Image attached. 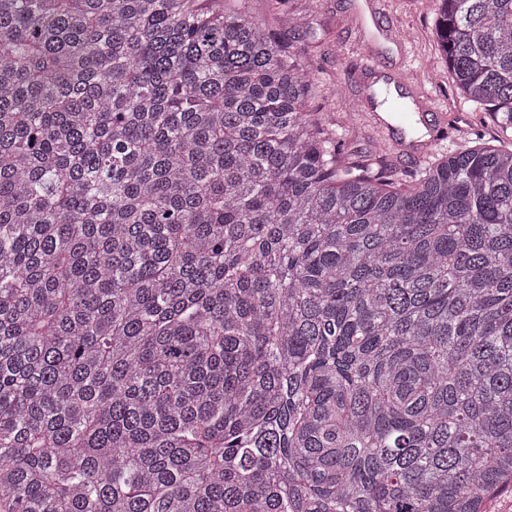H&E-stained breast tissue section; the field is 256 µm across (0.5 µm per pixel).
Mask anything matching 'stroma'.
Instances as JSON below:
<instances>
[{
  "instance_id": "35a3bbf8",
  "label": "stroma",
  "mask_w": 512,
  "mask_h": 512,
  "mask_svg": "<svg viewBox=\"0 0 512 512\" xmlns=\"http://www.w3.org/2000/svg\"><path fill=\"white\" fill-rule=\"evenodd\" d=\"M284 8L306 14L317 31L310 58L320 73V103L332 122L351 127L347 149L402 173L458 150L465 142L489 136L482 110L456 90L434 37V0H386L375 11L370 0H284ZM373 44L372 67L364 46ZM384 76L410 80L430 94L441 116L435 146L426 159L406 156L384 142L371 118L368 99Z\"/></svg>"
}]
</instances>
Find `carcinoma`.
Here are the masks:
<instances>
[{
  "label": "carcinoma",
  "instance_id": "cac0c4a2",
  "mask_svg": "<svg viewBox=\"0 0 512 512\" xmlns=\"http://www.w3.org/2000/svg\"><path fill=\"white\" fill-rule=\"evenodd\" d=\"M0 0V512H483L512 485V0H435L501 134L343 152L303 18Z\"/></svg>",
  "mask_w": 512,
  "mask_h": 512
}]
</instances>
